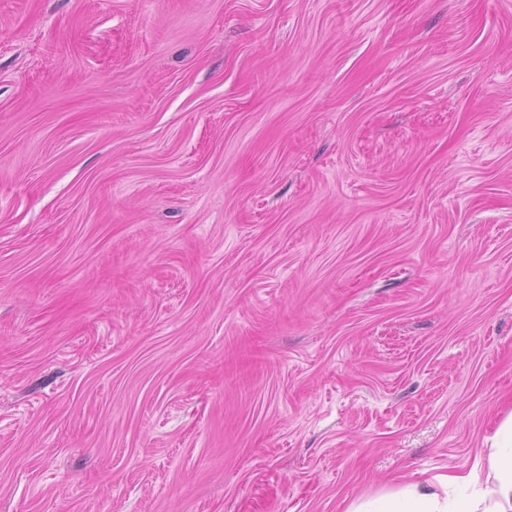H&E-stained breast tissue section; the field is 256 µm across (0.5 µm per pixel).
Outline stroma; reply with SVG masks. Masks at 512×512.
Returning <instances> with one entry per match:
<instances>
[{
    "label": "stroma",
    "instance_id": "1",
    "mask_svg": "<svg viewBox=\"0 0 512 512\" xmlns=\"http://www.w3.org/2000/svg\"><path fill=\"white\" fill-rule=\"evenodd\" d=\"M512 409V0H0V512H346Z\"/></svg>",
    "mask_w": 512,
    "mask_h": 512
}]
</instances>
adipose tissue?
I'll return each mask as SVG.
<instances>
[{
  "label": "adipose tissue",
  "mask_w": 512,
  "mask_h": 512,
  "mask_svg": "<svg viewBox=\"0 0 512 512\" xmlns=\"http://www.w3.org/2000/svg\"><path fill=\"white\" fill-rule=\"evenodd\" d=\"M484 467L413 482L353 502L347 512H512V410L483 440Z\"/></svg>",
  "instance_id": "obj_1"
}]
</instances>
